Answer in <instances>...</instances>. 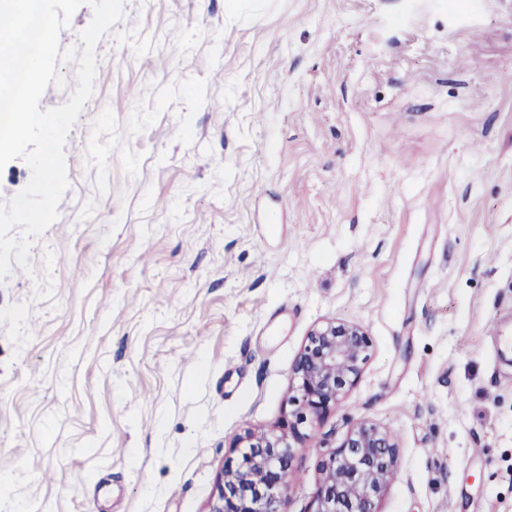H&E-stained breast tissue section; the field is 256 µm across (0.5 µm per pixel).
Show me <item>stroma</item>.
<instances>
[{
    "instance_id": "35a3bbf8",
    "label": "stroma",
    "mask_w": 512,
    "mask_h": 512,
    "mask_svg": "<svg viewBox=\"0 0 512 512\" xmlns=\"http://www.w3.org/2000/svg\"><path fill=\"white\" fill-rule=\"evenodd\" d=\"M96 53L0 283V512H207L328 320L372 348L290 437L287 512L362 422L381 512H512V0H124Z\"/></svg>"
}]
</instances>
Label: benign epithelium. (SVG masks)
Wrapping results in <instances>:
<instances>
[{
	"label": "benign epithelium",
	"mask_w": 512,
	"mask_h": 512,
	"mask_svg": "<svg viewBox=\"0 0 512 512\" xmlns=\"http://www.w3.org/2000/svg\"><path fill=\"white\" fill-rule=\"evenodd\" d=\"M371 339L359 325L329 320L313 328L291 369L295 409L274 428L248 432L234 445L209 512H285L282 477L291 471L288 434L314 425L356 384ZM398 446L374 424L351 429L321 465L323 478L311 512H380L378 505L397 461Z\"/></svg>",
	"instance_id": "obj_1"
}]
</instances>
